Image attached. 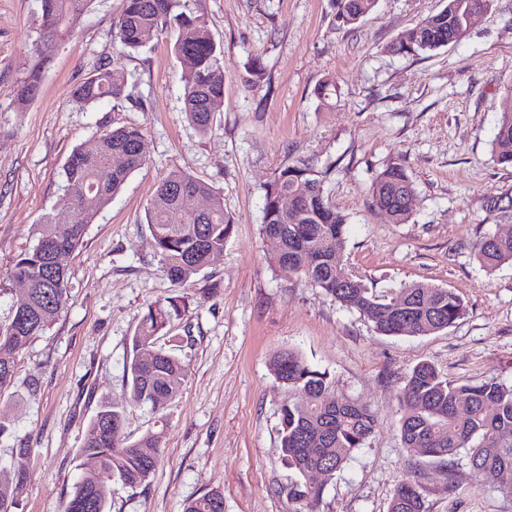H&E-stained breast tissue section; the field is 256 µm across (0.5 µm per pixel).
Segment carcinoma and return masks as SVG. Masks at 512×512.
Instances as JSON below:
<instances>
[{
	"label": "carcinoma",
	"instance_id": "obj_1",
	"mask_svg": "<svg viewBox=\"0 0 512 512\" xmlns=\"http://www.w3.org/2000/svg\"><path fill=\"white\" fill-rule=\"evenodd\" d=\"M40 43L37 61L26 69L17 90L19 108L32 102L39 90L50 52L62 36L71 35L91 0H38ZM479 0H448L439 12L423 20L425 29L410 45L402 41L385 47L391 54L431 53L445 43H456L457 24ZM377 0H338L337 16L353 25L371 13ZM175 34L174 49L184 69L183 112L199 132L212 126L224 100L223 51L217 46L205 18L181 0H122L114 22L113 39L131 51L154 39ZM122 90L111 73L101 68L75 86V101L89 105L106 98L119 99ZM98 151L91 154L75 147L62 167L66 203L44 215L35 226L32 243L18 254L6 271L23 274L33 284L27 301L13 305L7 323L0 324V389L14 379L21 351L42 334L63 309L70 285L68 269L50 263L48 239L63 242L71 252L83 243L93 218L123 188L128 177L144 165L138 150L143 132L133 126L103 129L95 136ZM492 154L499 165L512 167V111L501 113L492 140ZM415 194L413 181L401 162H391L371 184L377 208H386L393 223L405 221V204ZM208 197L207 212L198 214V198ZM295 203L293 220L284 218L279 203ZM262 238L271 263L287 264L322 288L342 305L360 313L377 333L388 336H425L451 327L464 314V303L453 291L414 282L397 291L376 294L362 280L338 277L342 262L346 218L331 205L323 179L306 158L283 164L265 188ZM147 226L157 254L171 283L180 287L211 266L222 255L233 224L224 213L221 195L207 182L181 170L160 182L148 201ZM476 257L487 270L512 264V234H481L474 244ZM180 295H172L148 307L132 336V357L126 362L128 401L149 405L154 411L180 394L186 369L177 346L161 347L152 361L138 351L167 335L174 320L185 314ZM276 380L288 387L290 397L281 408L280 451L294 473L288 496L299 504L296 512H308L321 488L308 482L316 468L330 475L342 469L349 454L366 445L377 426L375 414L352 399L326 396L333 393L327 373L313 368L293 350L280 353L274 364ZM403 447L423 457L445 460L465 451L473 472L512 494V385L483 381L455 385L431 364H417L407 377L400 398ZM123 404L103 399L90 419L83 451L94 457L95 467L81 473L63 503V512H110L99 496L104 480L138 487L149 481L159 461L164 432L150 430L136 441L125 442ZM32 448L18 438L12 448V467L0 473V512H17L18 495L30 475ZM185 512H224V492L211 490L188 503ZM388 512H423L412 480L395 490Z\"/></svg>",
	"mask_w": 512,
	"mask_h": 512
}]
</instances>
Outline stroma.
I'll return each mask as SVG.
<instances>
[{
	"label": "stroma",
	"instance_id": "1",
	"mask_svg": "<svg viewBox=\"0 0 512 512\" xmlns=\"http://www.w3.org/2000/svg\"><path fill=\"white\" fill-rule=\"evenodd\" d=\"M446 0H378L354 25L337 0H189L224 48V102L207 133L182 113L183 65L174 37L120 53L112 23L121 0H93L57 45L39 93L18 109L17 84L39 36L37 0H0V322L23 292L6 278L35 224L62 206L61 168L102 129L135 126L146 163L89 224L67 260L70 298L18 358L0 391V470L14 437L29 438L31 475L18 512H61L93 461L84 435L101 399L124 401L131 337L149 305L178 294L187 377L161 412L126 403L123 433L163 430L145 485L105 481L111 512H184L207 491L224 512H295L293 473L279 449L288 400L272 363L292 349L328 373L336 396L367 405L378 424L333 477L315 512H387L413 480L424 512H512V496L478 478L465 454L448 462L412 455L400 439L399 397L412 368L435 366L460 385L512 384V265L489 272L475 256L481 233L512 232L490 199L512 198V168L492 139L512 83V0H494L460 41L419 56L386 53ZM107 68L118 100L81 105L77 84ZM329 84V100L317 91ZM308 158L331 204L347 218L343 270L384 294L414 281L453 290L465 306L447 330L385 336L293 270L264 256V186L287 160ZM393 160L415 184L408 219L392 223L370 186ZM211 184L234 224L220 259L182 287L165 275L145 208L174 170Z\"/></svg>",
	"mask_w": 512,
	"mask_h": 512
}]
</instances>
